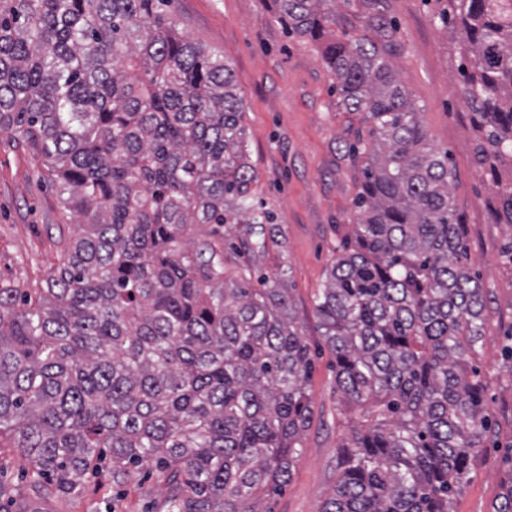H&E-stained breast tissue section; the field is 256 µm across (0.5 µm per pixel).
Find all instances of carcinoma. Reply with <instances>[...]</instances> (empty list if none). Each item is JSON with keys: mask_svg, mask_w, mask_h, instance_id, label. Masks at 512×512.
<instances>
[{"mask_svg": "<svg viewBox=\"0 0 512 512\" xmlns=\"http://www.w3.org/2000/svg\"><path fill=\"white\" fill-rule=\"evenodd\" d=\"M170 0H0V133L45 165L78 228L33 288L0 286V439L30 469L16 512H50L86 474L158 471L168 512H274L313 417L328 351L339 404L362 424L336 448L319 512H451L498 439L492 377L473 358L488 292L431 143L391 57L399 29L365 0H272L290 35L321 40L341 104L368 138L352 230L337 239L309 341L257 200L230 65L190 41ZM479 132L475 162L512 159V0H446ZM493 207L512 225V176Z\"/></svg>", "mask_w": 512, "mask_h": 512, "instance_id": "cac0c4a2", "label": "carcinoma"}]
</instances>
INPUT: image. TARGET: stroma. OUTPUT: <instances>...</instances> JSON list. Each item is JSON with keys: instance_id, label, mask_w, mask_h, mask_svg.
<instances>
[{"instance_id": "35a3bbf8", "label": "stroma", "mask_w": 512, "mask_h": 512, "mask_svg": "<svg viewBox=\"0 0 512 512\" xmlns=\"http://www.w3.org/2000/svg\"><path fill=\"white\" fill-rule=\"evenodd\" d=\"M441 7L440 0H387L400 25L392 63L433 144L454 165L455 206L490 297L479 359L494 379L499 434L508 441L512 372L503 361L502 334L512 322V272L502 250L512 226L498 223L486 206L494 177L474 162L476 127L461 89L457 47L437 18ZM169 17L190 40L224 56L234 72L257 196L283 226L278 260L289 267L300 317L315 334L311 298L325 279L337 232L351 228L361 185L347 151L364 127L361 117L342 107L322 43L288 36L271 17V0H171ZM76 233L42 162L0 134V284L23 288L40 281L57 263L59 240ZM310 392L316 416L275 512H319L336 484V448L356 418L339 411L330 356L317 361ZM502 478L495 460L479 466L453 512H494ZM65 512H163V495L155 475L117 483L104 474L90 478Z\"/></svg>"}]
</instances>
